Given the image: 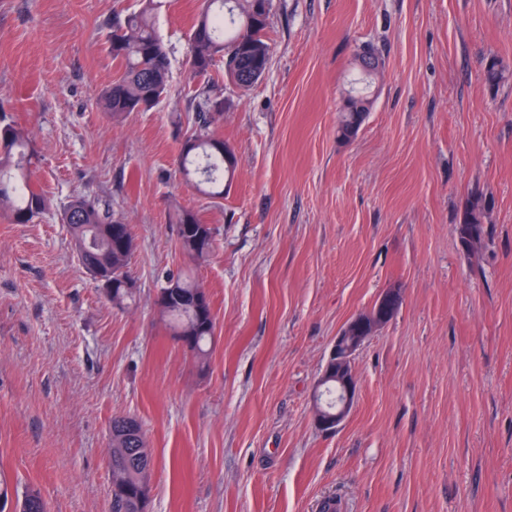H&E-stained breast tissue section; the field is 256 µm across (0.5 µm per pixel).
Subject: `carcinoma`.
Returning a JSON list of instances; mask_svg holds the SVG:
<instances>
[{"label": "carcinoma", "instance_id": "cac0c4a2", "mask_svg": "<svg viewBox=\"0 0 512 512\" xmlns=\"http://www.w3.org/2000/svg\"><path fill=\"white\" fill-rule=\"evenodd\" d=\"M155 0H140L138 10L121 23L104 21L112 60L119 75L105 87L96 106L114 118L130 112H147L166 96L169 87L170 57L167 47L154 27ZM273 0H203L189 33L186 66L189 79L206 78L218 60L224 62L225 75L243 90L256 84L271 54L269 17ZM373 73L359 75L350 82L351 95L344 100L336 124V137L354 139L370 112V80L382 67L374 51L359 55ZM197 112L196 127L185 134L181 143L178 172L197 193L211 200L224 198L234 176V162L224 159L226 142L211 130L222 115L224 100L211 96L204 87L197 88L189 99ZM36 152L27 130L0 118V213L15 224H28L47 208L43 192L31 183L28 165ZM484 206L480 199L467 201L458 224V241L462 250L472 252L482 242L486 228ZM60 220L66 224L74 244L84 243L89 250L79 256L83 268L97 283L121 282L129 277L134 253V239L125 228L129 241L126 250L112 239V224L117 219L112 205L95 197L77 195L62 209ZM177 243L181 252L204 263L214 250V229L191 209H178L173 215ZM201 288L190 276L179 273L166 279L161 292L167 302L161 316L175 339L186 337L187 349L206 365L209 346L215 332L213 309L198 310L193 303ZM112 306L125 309L136 302L137 291L107 292ZM109 464L135 477L140 467L152 461L140 454L146 438L140 422L129 415H114L110 427ZM112 512H138L135 492L112 494Z\"/></svg>", "mask_w": 512, "mask_h": 512}]
</instances>
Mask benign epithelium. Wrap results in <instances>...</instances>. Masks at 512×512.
Returning <instances> with one entry per match:
<instances>
[{
	"label": "benign epithelium",
	"mask_w": 512,
	"mask_h": 512,
	"mask_svg": "<svg viewBox=\"0 0 512 512\" xmlns=\"http://www.w3.org/2000/svg\"><path fill=\"white\" fill-rule=\"evenodd\" d=\"M386 311L387 295L383 294L377 299L375 313L370 316V319L356 315L335 337L321 380H326L331 372H336V384L339 387L341 399L336 404V409L332 411H324L319 405H314V422L317 428L332 432L338 429L351 413L357 396L356 354L365 342L383 327ZM152 473V465L148 464L136 475V502L143 510L150 502Z\"/></svg>",
	"instance_id": "1"
}]
</instances>
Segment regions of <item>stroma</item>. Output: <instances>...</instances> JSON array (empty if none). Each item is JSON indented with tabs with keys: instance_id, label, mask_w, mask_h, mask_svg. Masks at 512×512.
<instances>
[{
	"instance_id": "35a3bbf8",
	"label": "stroma",
	"mask_w": 512,
	"mask_h": 512,
	"mask_svg": "<svg viewBox=\"0 0 512 512\" xmlns=\"http://www.w3.org/2000/svg\"><path fill=\"white\" fill-rule=\"evenodd\" d=\"M199 5L160 0L169 91L115 120L95 105L118 74L101 24L137 0H0V116L28 129L48 198L32 223L0 216V472L48 512H111L109 423L124 414L153 451L150 512H319L328 496L340 512H512V0H274L265 75L244 91L211 72L214 131L236 157L215 202L177 172ZM368 46L383 66L343 143ZM80 194L131 227L128 308L59 221ZM474 197L487 234L467 255ZM177 207L215 229L208 262L181 253ZM171 272L210 296L207 365L155 305ZM388 288L401 304L356 355L354 408L320 431L333 339ZM364 52L358 56L360 67L370 69L371 67L363 62L367 61L372 67L373 72L365 77L361 71L360 75L350 82V92L353 95L347 96L343 107L339 113L336 124V137L341 141H351L354 139L365 118L370 112L372 102L369 99L370 80L377 74L382 67L381 57L373 50ZM359 85V86H358ZM483 211L484 206L479 198L467 201L458 224V241L463 251L473 252L482 242L486 234Z\"/></svg>"
}]
</instances>
